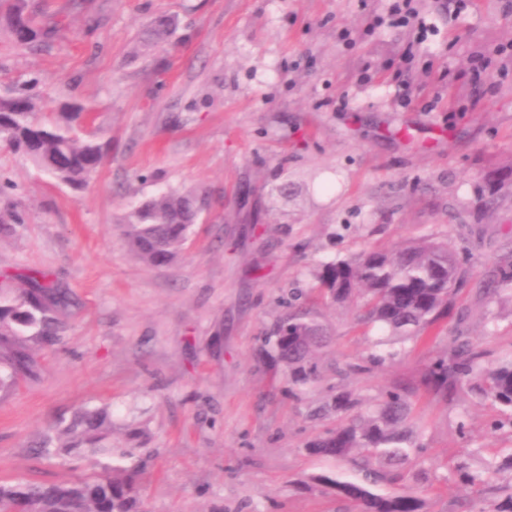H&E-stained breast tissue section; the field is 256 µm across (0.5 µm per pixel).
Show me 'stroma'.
I'll return each mask as SVG.
<instances>
[{"label":"stroma","mask_w":512,"mask_h":512,"mask_svg":"<svg viewBox=\"0 0 512 512\" xmlns=\"http://www.w3.org/2000/svg\"><path fill=\"white\" fill-rule=\"evenodd\" d=\"M28 0L57 24L23 52L0 29V86L37 79L46 111L76 100L112 146L75 190L0 146V287L38 271L71 303L38 370L0 391V483L70 482L136 472L148 512H354L313 482L357 478L352 461L309 454L336 423L315 412L336 370L361 398L413 388L426 452L405 476L429 512H467L481 496L448 467L480 449L497 408L468 388L448 398L421 383L458 321L484 366L512 356V294L482 299L512 246V0ZM174 20L169 41L143 31ZM503 204L485 208L484 177ZM209 204L171 265H144L119 221L169 190ZM428 237L471 274L440 333L367 368L384 333L354 306H305L332 333L316 381L289 395L265 338L326 263ZM112 409V452L45 456L37 445L82 406ZM468 413V435L456 430Z\"/></svg>","instance_id":"35a3bbf8"}]
</instances>
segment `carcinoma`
<instances>
[{
  "mask_svg": "<svg viewBox=\"0 0 512 512\" xmlns=\"http://www.w3.org/2000/svg\"><path fill=\"white\" fill-rule=\"evenodd\" d=\"M0 22L9 30L14 45L33 51L53 28L36 20L27 0H0ZM173 24L156 19L146 31L149 41L168 39ZM34 82L0 88V142L29 156L33 164L58 182L74 187L88 185L103 162L105 145L99 132L83 133L93 122L78 101L60 104L48 117L32 94ZM205 198L194 191L169 190L133 206L122 218V231L138 258L151 267H165L182 252L196 223L195 207ZM470 275L451 246L421 239L385 250L368 248L350 260L324 266L317 276L318 290L337 304L354 303L367 318L392 337L391 344L424 341L438 322L448 316L457 288ZM28 287L15 294L0 289V391L13 388L19 378L35 373L28 341L50 342L58 335L59 311L68 306L66 292L42 283L35 275L24 276ZM487 295L512 293V250L498 258L490 274ZM328 331L309 312L299 309L283 318L267 337V355L288 379L292 395L319 375L317 353L326 347ZM484 352L458 330L448 352L435 357L425 368L422 382L437 395L455 392L464 381L470 390L491 399L499 413L490 422L493 432L512 430V359L486 368ZM347 390L336 392L327 410L336 426L311 441L307 451L340 460L360 458L362 475L357 480L321 475L316 484L354 504L356 512H428L418 489L401 485L388 494L375 488L403 480L401 468L410 455L424 448L417 442L411 420V394L392 387L358 413ZM68 443L55 446L45 436L39 447L56 452L96 454L112 451V423L105 407L82 408L58 429ZM448 478L464 487L482 490L479 512H512V448L477 468L458 462ZM0 512H140V488L133 474L122 469L72 483L21 481L0 484Z\"/></svg>",
  "mask_w": 512,
  "mask_h": 512,
  "instance_id": "obj_1",
  "label": "carcinoma"
}]
</instances>
